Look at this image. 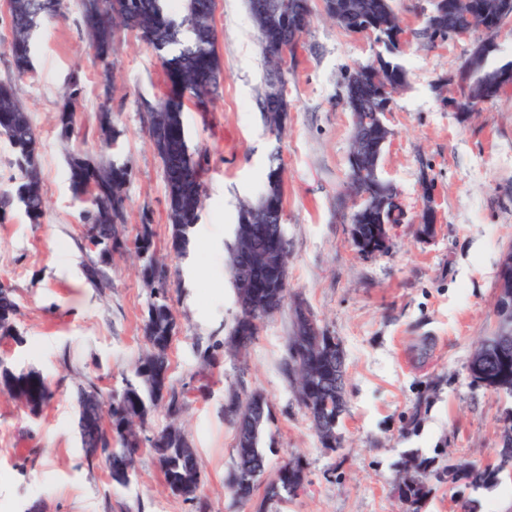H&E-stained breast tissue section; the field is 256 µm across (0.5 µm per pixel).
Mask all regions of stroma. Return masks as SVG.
<instances>
[{"label": "stroma", "mask_w": 512, "mask_h": 512, "mask_svg": "<svg viewBox=\"0 0 512 512\" xmlns=\"http://www.w3.org/2000/svg\"><path fill=\"white\" fill-rule=\"evenodd\" d=\"M311 23L288 64L291 108L274 137L259 104L264 61L246 0H218L215 26L224 81L207 109L187 103L192 146L201 152L205 198L187 255L170 247L161 164L147 138V105L167 84L159 53L133 32L118 30L112 51V119L119 150L133 174L127 185V238L150 220L154 248L170 270V304L178 333L170 350L169 385L183 407L179 422L199 456L209 512H255L233 498L226 477L235 459V432L224 415L230 391L261 393L271 410L262 445L266 478L300 460L305 491L272 512H408L397 494L404 467H426L431 493L421 512H512V474L483 487L438 480L448 465L493 461L500 423L512 397L474 383L468 371L475 344L493 329L500 258L512 248V86L470 115L449 106L472 37L434 43L422 31L432 0H393L403 38L399 62L407 73L385 121L392 131L381 160L405 220L386 253L366 257L350 237L344 205L353 114L342 99L347 71L371 63L381 45L351 33L309 0ZM7 0H0V80L13 78L40 139V184L46 210L31 223L13 204L0 224V283L19 305V339L0 337V357L38 370L51 400L38 415L0 394V512H194L167 487L149 449L137 454L129 485H111L89 464L77 431L78 385L102 395L134 377L144 347L150 300L134 252L116 253L106 268L109 288L88 285L91 258L82 206L67 179L66 151L99 154L102 86L82 27L80 0H63L59 17L34 34V70L12 77ZM82 91L77 127L62 145L54 115L72 71ZM284 178L288 298L265 320L246 351L225 343L239 313L225 265L242 201L258 196L271 155ZM436 211L431 240L418 222ZM302 305L345 355V411L336 449L323 447L285 366L293 310ZM213 360L203 364L201 352Z\"/></svg>", "instance_id": "obj_1"}]
</instances>
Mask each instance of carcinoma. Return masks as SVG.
<instances>
[{
    "instance_id": "cac0c4a2",
    "label": "carcinoma",
    "mask_w": 512,
    "mask_h": 512,
    "mask_svg": "<svg viewBox=\"0 0 512 512\" xmlns=\"http://www.w3.org/2000/svg\"><path fill=\"white\" fill-rule=\"evenodd\" d=\"M170 0H81V16L94 58L102 66L103 85L110 90L112 81V41L114 29L121 26L130 30L143 41L162 53L166 78L178 81L183 93L177 97H164L148 107L147 133L150 144L158 157L166 185L168 221L171 225L170 246L178 254L188 249L190 229L198 223L204 183L200 156L191 146L185 126V101L192 100L205 109L217 93L223 63L218 53V33L214 23V0H181L183 15L175 20L169 13ZM347 21L339 23L351 30L350 17H371L383 22L400 21L392 7V0H335ZM448 8L441 17V26L449 35L457 29L479 31L485 18L479 12L482 4L494 0H446ZM62 0H9L12 39L7 51L12 73L21 77L32 70L31 41L34 31L44 21L57 16ZM251 18L258 30L262 52L268 68L264 84L275 80L286 85L288 59L278 50L282 32L265 30L256 14ZM464 71L468 88L472 92L494 83L500 68L488 64V59L466 60ZM381 81L396 89L406 83L404 67L390 59L384 61ZM81 93L79 72L71 74L63 103L55 115V131L58 140L67 143L75 136L76 112ZM355 93L364 101L363 110L374 113L380 101L376 98L373 76L367 75L356 85ZM100 126L106 135V146L117 145L122 131L114 125L110 97L100 106ZM7 137L14 153V165L20 177L10 195L0 196V222L5 220L7 207L16 200L24 206L32 223H39L45 212V201L39 186L40 140L30 112L22 103L15 84L0 81V135ZM69 186L73 195L84 198L88 207L80 213V219L96 232L108 253H96L85 263L84 278L94 288H101L106 281V267L112 262V253L128 248L124 234L128 221L125 188L132 176L127 159L118 155L90 156L71 152L66 158ZM261 196L276 203L275 212L265 211V224L276 227L283 222V174L278 157H272L265 176ZM250 236L249 219L245 207H240L238 224L227 252L236 251ZM152 224L143 220L134 239V249L140 260L142 278H155L153 297L148 303L144 321L145 348L135 366V380L112 394L100 406L89 409L98 413L97 432L99 442L96 451L86 455L100 463L112 483L124 486L136 474V457L141 443L137 429L148 420L151 412L160 405L167 407L172 417H177L181 404L177 394L169 387V352L178 325L169 303L168 272L153 248ZM235 290L239 316L228 332L226 344L240 352L247 349L259 336L261 324L273 317L262 315L242 298V288L253 278L265 279L272 275L264 267L229 271ZM18 304L12 289L0 284V321L16 323ZM494 337L482 338L474 347L469 360L472 381L496 393L512 396V354L501 357L493 351ZM326 334L319 326L303 319V312L295 314L293 328L288 337L289 362L286 375L294 379L298 390L311 383L309 398L313 413L334 417L343 410L342 394L336 392V365L343 358L323 359ZM23 392L34 405L44 406L51 399V392L42 375L34 370L11 369L0 373V392L16 398ZM250 396L238 392L228 395L224 413L235 429L236 458L226 485L236 500L248 503L253 500L258 482L266 470V455L262 447V435L270 420L268 403L256 409H245ZM177 428L171 421L155 433V439L147 438L153 458L159 464L169 489L184 501L194 503L201 492L202 475L196 449L188 436L171 440L167 431ZM455 478L479 487L495 479L497 471L489 467H475L470 462L453 466ZM305 482L300 461L290 463V469L279 468L276 477L267 483L257 512H266L267 505L291 496V487Z\"/></svg>"
}]
</instances>
